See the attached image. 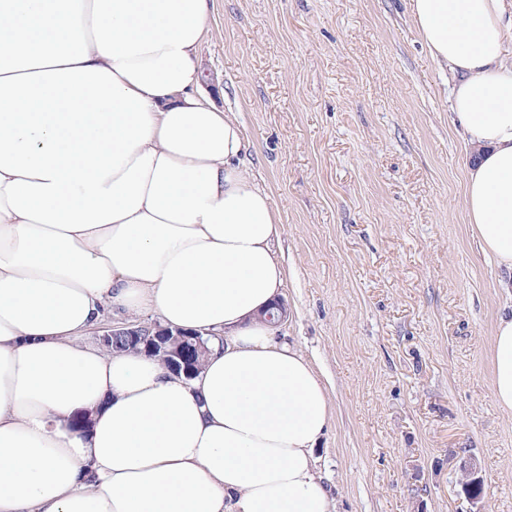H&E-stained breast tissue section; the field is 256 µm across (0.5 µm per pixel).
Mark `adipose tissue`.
<instances>
[{
    "instance_id": "1",
    "label": "adipose tissue",
    "mask_w": 512,
    "mask_h": 512,
    "mask_svg": "<svg viewBox=\"0 0 512 512\" xmlns=\"http://www.w3.org/2000/svg\"><path fill=\"white\" fill-rule=\"evenodd\" d=\"M211 4L0 0V512H333L327 389L259 320L282 226L200 88ZM408 9L478 154L468 222L512 271L506 0ZM113 306L210 334L196 377L81 344ZM490 351L512 416V311Z\"/></svg>"
}]
</instances>
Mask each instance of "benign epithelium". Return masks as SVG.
I'll list each match as a JSON object with an SVG mask.
<instances>
[{"label": "benign epithelium", "instance_id": "7a95c632", "mask_svg": "<svg viewBox=\"0 0 512 512\" xmlns=\"http://www.w3.org/2000/svg\"><path fill=\"white\" fill-rule=\"evenodd\" d=\"M110 337L121 338L129 351L154 358L169 371L177 375L182 373L188 378L192 374L185 370L184 364L208 353L202 334L173 330L159 323L141 325L129 322L116 325L103 331L99 337L100 344L108 346Z\"/></svg>", "mask_w": 512, "mask_h": 512}]
</instances>
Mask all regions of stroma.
I'll return each mask as SVG.
<instances>
[{"mask_svg": "<svg viewBox=\"0 0 512 512\" xmlns=\"http://www.w3.org/2000/svg\"><path fill=\"white\" fill-rule=\"evenodd\" d=\"M199 58L284 226L276 334L328 390L314 457L336 512H512L490 354L512 294L467 220L449 93L407 0H214Z\"/></svg>", "mask_w": 512, "mask_h": 512, "instance_id": "1", "label": "stroma"}]
</instances>
